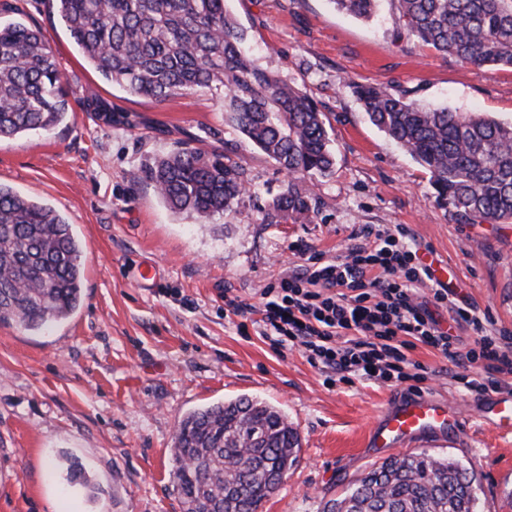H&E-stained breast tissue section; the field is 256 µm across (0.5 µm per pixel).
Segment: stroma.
Returning <instances> with one entry per match:
<instances>
[{
	"instance_id": "obj_1",
	"label": "stroma",
	"mask_w": 512,
	"mask_h": 512,
	"mask_svg": "<svg viewBox=\"0 0 512 512\" xmlns=\"http://www.w3.org/2000/svg\"><path fill=\"white\" fill-rule=\"evenodd\" d=\"M39 25L70 93L65 124L0 139V183L58 210L85 245L84 300L45 332L0 325V512H182L171 445L191 410L241 396L265 400L298 430L296 465L260 512H322L373 463L361 443L402 385L359 379L324 386L301 352L237 330L224 291L259 303L284 265L339 253L362 224L406 227L441 279L494 329L512 333V224L475 223L437 202L421 167L368 119L355 86L512 121V69L477 68L401 34L393 0L363 22L329 0H227L261 68L307 93L324 115L332 175L308 179L316 212L267 224L284 180L275 162L228 123L217 94L159 103L105 82L46 0H0ZM95 90L137 129L87 112ZM228 153L251 196L200 219L172 212L141 169L178 147ZM149 269V279L138 277ZM420 390L472 409L458 367L417 346ZM413 451L452 455L478 479L481 512H512V435L471 422L463 435ZM52 471H44V459Z\"/></svg>"
}]
</instances>
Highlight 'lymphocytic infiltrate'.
<instances>
[{"label": "lymphocytic infiltrate", "instance_id": "obj_1", "mask_svg": "<svg viewBox=\"0 0 512 512\" xmlns=\"http://www.w3.org/2000/svg\"><path fill=\"white\" fill-rule=\"evenodd\" d=\"M433 278L403 226L363 224L342 253L284 268L277 285L262 290L259 305L225 290L224 313L238 317L240 333L256 321L272 346L302 351L310 364L346 381L418 380L406 355L416 343L463 366L457 381L466 392L484 395L505 385L512 376V337L489 333L475 309L449 289H433L431 302L420 301L418 289ZM436 307L453 323L472 327L474 347L460 350L433 315ZM474 366L480 376L471 374Z\"/></svg>", "mask_w": 512, "mask_h": 512}]
</instances>
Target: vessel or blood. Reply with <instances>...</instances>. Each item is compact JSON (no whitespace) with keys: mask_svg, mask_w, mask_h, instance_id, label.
Instances as JSON below:
<instances>
[{"mask_svg":"<svg viewBox=\"0 0 512 512\" xmlns=\"http://www.w3.org/2000/svg\"><path fill=\"white\" fill-rule=\"evenodd\" d=\"M479 419L492 423L501 433L511 434L512 386L490 392ZM463 424L456 406L449 399L416 394L381 413L368 432L366 446L375 453L394 450L415 438L458 433Z\"/></svg>","mask_w":512,"mask_h":512,"instance_id":"vessel-or-blood-1","label":"vessel or blood"}]
</instances>
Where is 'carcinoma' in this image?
Wrapping results in <instances>:
<instances>
[{
    "label": "carcinoma",
    "instance_id": "obj_1",
    "mask_svg": "<svg viewBox=\"0 0 512 512\" xmlns=\"http://www.w3.org/2000/svg\"><path fill=\"white\" fill-rule=\"evenodd\" d=\"M368 21L380 0H329ZM409 35L476 67L512 68V0H395ZM83 58L108 82L157 102L214 91L228 121L286 174L264 221L311 220L305 179L332 173L334 156L315 103L262 69L225 0H49ZM369 120L429 175L437 198L474 222L512 221V123L462 116L373 86L355 88ZM106 126L134 123L92 92ZM71 111L40 27L0 22V138L48 131ZM175 212L222 214L251 192L223 152L184 146L143 170ZM83 247L46 205L0 184V324L38 330L82 303ZM298 431L276 407L243 396L187 413L172 448L183 512H259L296 462ZM323 512H480L477 478L458 459L395 456L350 483Z\"/></svg>",
    "mask_w": 512,
    "mask_h": 512
}]
</instances>
